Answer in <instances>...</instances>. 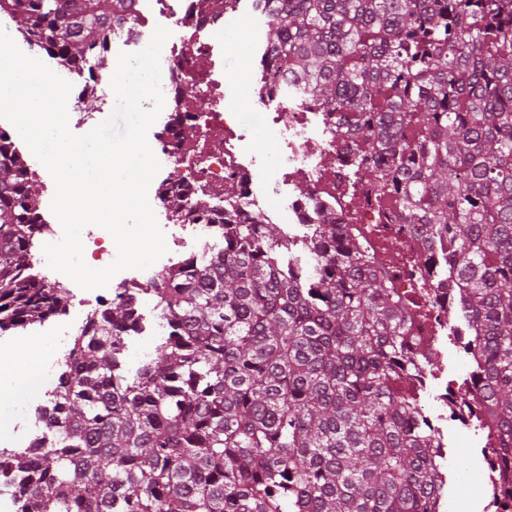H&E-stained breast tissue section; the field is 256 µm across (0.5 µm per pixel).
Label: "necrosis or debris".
Here are the masks:
<instances>
[{"label":"necrosis or debris","mask_w":512,"mask_h":512,"mask_svg":"<svg viewBox=\"0 0 512 512\" xmlns=\"http://www.w3.org/2000/svg\"><path fill=\"white\" fill-rule=\"evenodd\" d=\"M156 14L169 20L177 32L167 40L163 51L168 66L162 73L164 108L168 120L154 146L180 171L175 183L149 190V201L163 194L185 199L203 198L213 187L225 182L238 183L244 192L248 212H257L266 221L283 224L289 242L306 239L318 223L322 211L337 210L344 223L356 227L385 270L397 292L405 299L423 297L428 311L414 315L410 323L409 344L418 356L415 373L419 384L433 378L435 358L441 354L440 333L449 324L448 306L457 302L459 289L448 284L427 285L425 268L412 263L422 243L403 230L397 214L380 205L368 184L351 186L344 177L349 155L336 137V116L316 111L309 102L272 105L263 83L251 73L230 67L216 74L214 50L223 42L230 26L223 14L210 10L208 0H152ZM255 98L259 108L238 112L228 108L227 100L238 94ZM209 95L212 106L200 109L196 95ZM265 136L271 150L282 159L275 171H268L264 157L253 149L256 136ZM304 180L307 195L294 194L295 180ZM274 182L276 202H269L261 184ZM174 244L181 246L178 256H162L141 276L119 272L113 286L94 290L80 288L66 275L50 271L46 280L69 289L70 296L89 315L100 314L112 303L137 297L142 281L158 279L168 268L183 265L207 252L211 239L223 230L222 224H198L183 220L174 226ZM78 326L65 325L51 340L48 353L37 370V386L25 401L15 400L0 390V408H9L12 422L0 428V448H20L35 454L51 447L50 438L40 430L45 409L53 403V393L62 373L74 362L77 352L73 340ZM434 399L439 411L427 419L437 431L440 446H447L449 429L483 431L481 442V481L490 490L491 512H504L502 486H512V467L502 468L494 448V426L478 406L474 396H462L456 388H438Z\"/></svg>","instance_id":"1"}]
</instances>
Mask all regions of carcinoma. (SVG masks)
<instances>
[{"label": "carcinoma", "instance_id": "cac0c4a2", "mask_svg": "<svg viewBox=\"0 0 512 512\" xmlns=\"http://www.w3.org/2000/svg\"><path fill=\"white\" fill-rule=\"evenodd\" d=\"M133 0H0L65 67L108 53ZM268 19L262 72L336 113L351 184L423 238L451 278L481 358L467 379L512 463V0H253ZM224 198V245L151 283L168 327L132 378L126 301L90 320L43 419L58 446L0 450L20 512H436L433 429L402 386L411 310L364 242L322 213L308 265L275 224ZM174 220L203 200H167ZM35 181L0 135V334L58 314L65 288L25 263L41 233Z\"/></svg>", "mask_w": 512, "mask_h": 512}]
</instances>
